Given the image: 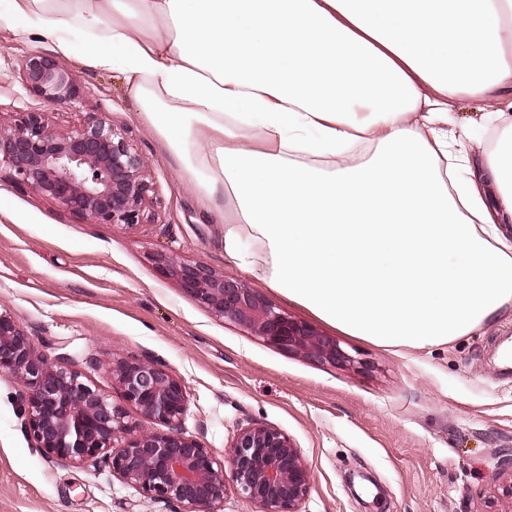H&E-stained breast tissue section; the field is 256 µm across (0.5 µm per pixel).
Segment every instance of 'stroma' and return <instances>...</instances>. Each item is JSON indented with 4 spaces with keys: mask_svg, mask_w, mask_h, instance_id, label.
Masks as SVG:
<instances>
[{
    "mask_svg": "<svg viewBox=\"0 0 512 512\" xmlns=\"http://www.w3.org/2000/svg\"><path fill=\"white\" fill-rule=\"evenodd\" d=\"M48 39L0 31V125L43 112L61 133L106 115L130 132L153 185L142 223L90 224L25 186L0 182V311L38 353L63 358L121 403L113 364L149 358L185 387L181 423L216 457L248 424L274 426L302 452L311 489L301 512H512V376L499 350L512 315L452 343L383 347L316 318L227 257L216 215L204 214L157 137L138 119L124 78L67 65L81 83L73 107L31 96L23 57ZM166 252L257 289L289 316L336 339L353 364H317L217 316L164 272ZM21 388L0 372V512H182L113 476L106 463L61 464L37 445Z\"/></svg>",
    "mask_w": 512,
    "mask_h": 512,
    "instance_id": "obj_1",
    "label": "stroma"
}]
</instances>
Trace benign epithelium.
<instances>
[{
	"instance_id": "obj_1",
	"label": "benign epithelium",
	"mask_w": 512,
	"mask_h": 512,
	"mask_svg": "<svg viewBox=\"0 0 512 512\" xmlns=\"http://www.w3.org/2000/svg\"><path fill=\"white\" fill-rule=\"evenodd\" d=\"M22 79L30 94L49 104L71 107L82 99L79 80L57 57H26ZM146 168L127 130L102 114L69 135L52 130L41 112H22L14 126H0V179L30 188L89 224L141 223L151 191ZM158 262L199 303L269 344L311 362H351L336 340L240 280L200 261L164 254ZM0 370L25 388L28 427L48 457L72 464L102 458L125 483L177 502L185 512H223L230 491L257 512H301L310 492L311 473L300 449L276 427L238 429L222 461L186 434L185 387L152 361H120L112 377L124 402L161 430L129 424L123 407L71 364L36 353L27 331L1 312ZM123 436L124 444L114 445Z\"/></svg>"
}]
</instances>
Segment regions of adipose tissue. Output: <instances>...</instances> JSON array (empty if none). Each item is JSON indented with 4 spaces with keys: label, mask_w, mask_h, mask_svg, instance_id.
Segmentation results:
<instances>
[{
    "label": "adipose tissue",
    "mask_w": 512,
    "mask_h": 512,
    "mask_svg": "<svg viewBox=\"0 0 512 512\" xmlns=\"http://www.w3.org/2000/svg\"><path fill=\"white\" fill-rule=\"evenodd\" d=\"M0 30L120 72L225 254L343 333L512 311V0H0ZM463 97L499 132L476 165Z\"/></svg>",
    "instance_id": "1"
}]
</instances>
